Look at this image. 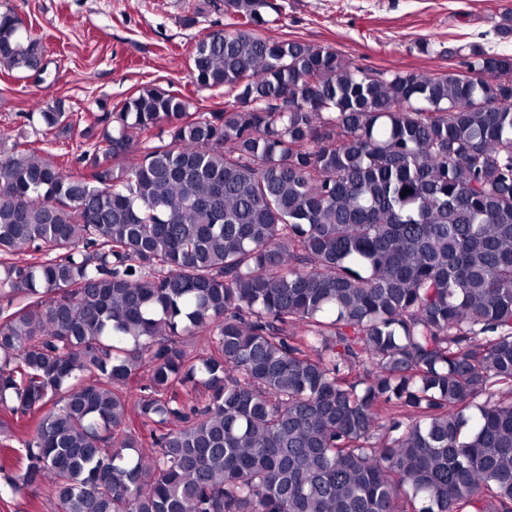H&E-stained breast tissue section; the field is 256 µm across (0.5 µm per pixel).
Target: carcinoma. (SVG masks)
Instances as JSON below:
<instances>
[{"instance_id": "obj_1", "label": "carcinoma", "mask_w": 512, "mask_h": 512, "mask_svg": "<svg viewBox=\"0 0 512 512\" xmlns=\"http://www.w3.org/2000/svg\"><path fill=\"white\" fill-rule=\"evenodd\" d=\"M210 2L234 22L190 69L224 109L147 85L79 176L0 147L6 484L59 512H512V54L372 72L257 33L273 0ZM42 51L0 11V66ZM39 116L48 146L81 121Z\"/></svg>"}]
</instances>
